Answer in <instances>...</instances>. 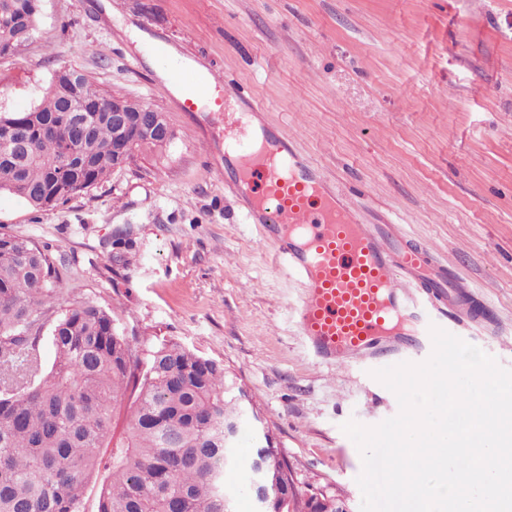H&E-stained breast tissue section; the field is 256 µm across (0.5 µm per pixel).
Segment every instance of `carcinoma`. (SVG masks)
<instances>
[{
	"label": "carcinoma",
	"mask_w": 512,
	"mask_h": 512,
	"mask_svg": "<svg viewBox=\"0 0 512 512\" xmlns=\"http://www.w3.org/2000/svg\"><path fill=\"white\" fill-rule=\"evenodd\" d=\"M37 0H0V58L32 38ZM79 93L89 120L78 124L64 99ZM112 99L82 70L59 68L40 105L0 112V191L35 209L63 203L114 171L123 148L103 111ZM12 127L28 131L25 151L8 152ZM131 150L166 142L134 127ZM110 259L127 266L129 241L111 242ZM63 295L50 254L32 241L0 233V512H85L98 472V450L112 449L97 512H237L225 473L239 465L224 445V420L253 421L236 397L237 377L214 358L173 340L127 335L90 300L72 302L51 327L54 351L44 366L42 329ZM130 416L114 438L112 410ZM266 436L255 431L249 456L255 476Z\"/></svg>",
	"instance_id": "carcinoma-1"
}]
</instances>
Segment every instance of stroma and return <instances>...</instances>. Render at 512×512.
Here are the masks:
<instances>
[{
  "instance_id": "1",
  "label": "stroma",
  "mask_w": 512,
  "mask_h": 512,
  "mask_svg": "<svg viewBox=\"0 0 512 512\" xmlns=\"http://www.w3.org/2000/svg\"><path fill=\"white\" fill-rule=\"evenodd\" d=\"M143 36L129 37L130 30ZM222 71L293 131L368 223L430 246L498 318L471 344L512 370V0H42L33 38L0 58V112L38 105L56 70L162 112L174 137L91 190L38 210L0 192V232L49 246L64 286L128 334L222 360L254 397L305 493L358 512L362 461L342 431L395 416L364 364H317L298 288L244 222L222 173L223 115L182 111L153 44ZM137 260H108L116 234Z\"/></svg>"
}]
</instances>
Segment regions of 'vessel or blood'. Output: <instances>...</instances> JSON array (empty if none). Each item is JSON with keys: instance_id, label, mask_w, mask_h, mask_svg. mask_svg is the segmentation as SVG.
Listing matches in <instances>:
<instances>
[{"instance_id": "b4317fda", "label": "vessel or blood", "mask_w": 512, "mask_h": 512, "mask_svg": "<svg viewBox=\"0 0 512 512\" xmlns=\"http://www.w3.org/2000/svg\"><path fill=\"white\" fill-rule=\"evenodd\" d=\"M152 52L186 82L185 106L210 86L242 104V111L224 115V144L236 153L235 190L246 223L256 225L261 242L273 248L300 290L293 320L318 363L362 360L377 369L421 363L432 353L434 325L454 335L472 325L495 335L487 305L449 276L432 249L394 225L364 223L320 167L297 150L293 133L254 143L249 131L261 102L242 96L213 68L207 85L196 84L165 45L155 44Z\"/></svg>"}]
</instances>
